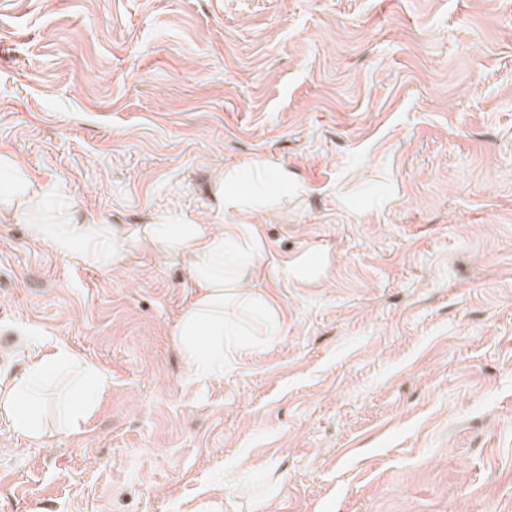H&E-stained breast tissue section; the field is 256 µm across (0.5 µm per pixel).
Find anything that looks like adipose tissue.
Instances as JSON below:
<instances>
[{"label":"adipose tissue","instance_id":"ef3b65f1","mask_svg":"<svg viewBox=\"0 0 512 512\" xmlns=\"http://www.w3.org/2000/svg\"><path fill=\"white\" fill-rule=\"evenodd\" d=\"M31 237L48 245L62 258L93 262L109 270L129 254L151 249L183 261L193 298L174 334L190 375L208 378L224 372V340L236 335L234 323L225 321L224 304L253 299V274L265 256L263 232L257 224H104L93 214L79 215L69 224H33ZM74 370L78 381L65 403L71 431H79L93 409V401L106 388V380L93 365L63 347L31 357L20 379L0 396V410L18 435L39 438L41 389L57 370Z\"/></svg>","mask_w":512,"mask_h":512}]
</instances>
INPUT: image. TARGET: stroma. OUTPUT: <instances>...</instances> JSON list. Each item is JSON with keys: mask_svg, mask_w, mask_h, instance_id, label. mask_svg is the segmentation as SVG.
<instances>
[{"mask_svg": "<svg viewBox=\"0 0 512 512\" xmlns=\"http://www.w3.org/2000/svg\"><path fill=\"white\" fill-rule=\"evenodd\" d=\"M302 184L219 215L256 159ZM0 168L104 224L260 225L224 373L183 263L103 270L0 218V388L61 345L77 432L0 413V512H512V0H0ZM241 176L237 169L227 167L216 184L214 197L223 214L227 212H242L253 196L252 193H247L246 190L239 187L238 184L241 181ZM75 369L78 381L65 411L69 419V429L79 431L93 409V401L106 388V379L93 365L65 347H53L40 351L31 357L20 379L0 400V408L9 417L18 435L26 438H39L43 435L41 425V389L44 382L57 370Z\"/></svg>", "mask_w": 512, "mask_h": 512, "instance_id": "stroma-1", "label": "stroma"}]
</instances>
